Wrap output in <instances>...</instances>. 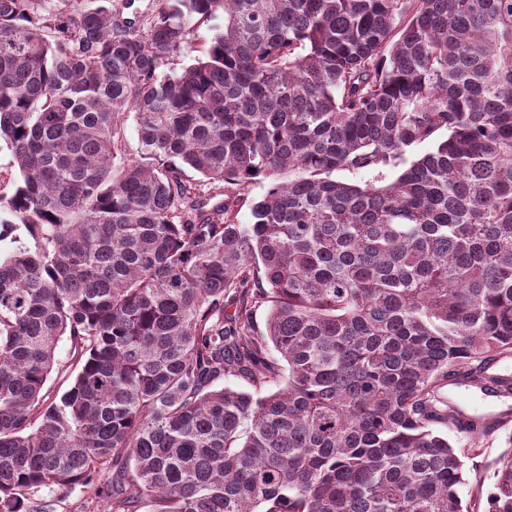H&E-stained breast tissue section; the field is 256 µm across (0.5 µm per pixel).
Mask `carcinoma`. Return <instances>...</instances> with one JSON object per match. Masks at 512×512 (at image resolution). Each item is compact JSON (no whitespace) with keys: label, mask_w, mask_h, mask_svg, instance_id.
Returning <instances> with one entry per match:
<instances>
[{"label":"carcinoma","mask_w":512,"mask_h":512,"mask_svg":"<svg viewBox=\"0 0 512 512\" xmlns=\"http://www.w3.org/2000/svg\"><path fill=\"white\" fill-rule=\"evenodd\" d=\"M36 9L0 0V208L33 241L0 254V512L79 486L112 512H471L491 425L448 388L512 396V0ZM493 467L473 507L512 512V435ZM117 4L123 18L135 21L137 24H145L150 17L154 0H113ZM224 29V14L222 12H218L214 15L207 23L203 24L201 28L197 31L196 37L192 40V42L182 51L179 59L174 63L175 65H168L162 67L165 72H169V67H175L177 70L180 69L183 65H187L192 63V58L200 52V45L204 42V40L210 39L215 33L218 31H222ZM0 145V195L9 197L13 194L19 180V172L13 165L11 152L3 141ZM269 180H262L248 185L247 188L241 190V200L239 206L238 220L240 224H248L251 222V204L254 200L260 199L267 191ZM71 357L70 344L67 341H63L58 348L57 354L60 364L59 372L57 370L53 372L52 378L49 382L51 391L55 392L58 389L62 391L73 378L75 373H72L74 367L71 366Z\"/></svg>","instance_id":"cac0c4a2"}]
</instances>
